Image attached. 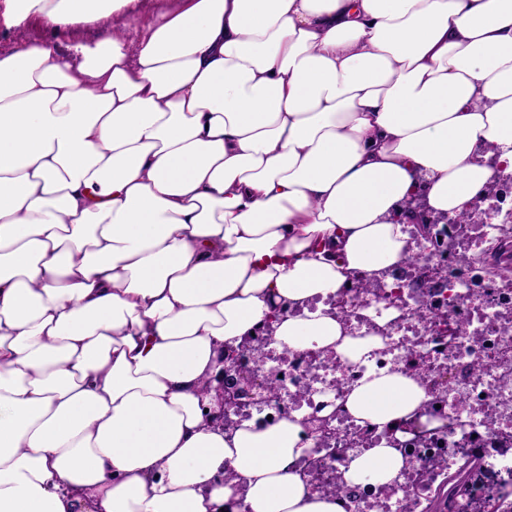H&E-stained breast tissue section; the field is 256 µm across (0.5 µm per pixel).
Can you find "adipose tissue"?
<instances>
[{
	"label": "adipose tissue",
	"instance_id": "1",
	"mask_svg": "<svg viewBox=\"0 0 512 512\" xmlns=\"http://www.w3.org/2000/svg\"><path fill=\"white\" fill-rule=\"evenodd\" d=\"M135 0H0V25ZM512 171V0H181L136 41L0 54V512H340L294 465L300 415L224 430L212 379L282 307L279 348L358 362L313 301L386 278L415 201L458 216ZM427 394L385 371L381 430ZM402 467L388 441L347 485ZM233 479H226V472Z\"/></svg>",
	"mask_w": 512,
	"mask_h": 512
}]
</instances>
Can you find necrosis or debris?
<instances>
[{"instance_id": "necrosis-or-debris-1", "label": "necrosis or debris", "mask_w": 512, "mask_h": 512, "mask_svg": "<svg viewBox=\"0 0 512 512\" xmlns=\"http://www.w3.org/2000/svg\"><path fill=\"white\" fill-rule=\"evenodd\" d=\"M435 231L426 261L402 266L370 292L344 288L325 299L346 334L381 338L366 359L344 362L330 347L281 351L266 330L242 349L243 367L277 391L231 409L230 417L264 425L300 414L306 459L315 465L307 478L312 491L341 483L338 449L356 456L384 437L345 408L351 386L369 372L416 376L428 394L424 416L454 422L426 441L404 433L396 444L403 461L397 478L345 489L338 495L342 512H431L441 489L448 492L443 512H478L483 474L512 475V275L489 259L493 247L512 240V226L487 216ZM258 348L265 353L259 364ZM464 454L479 469L466 490L448 491V474Z\"/></svg>"}]
</instances>
